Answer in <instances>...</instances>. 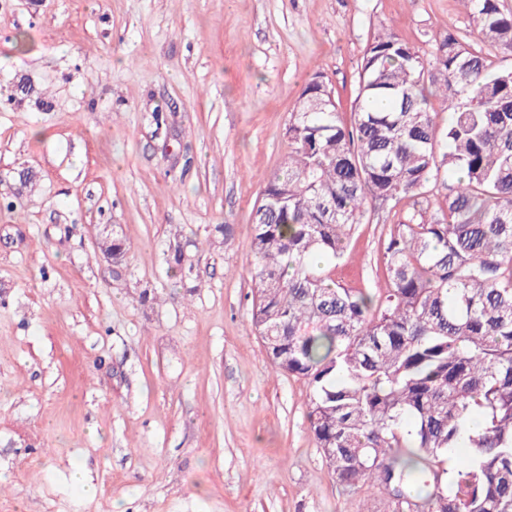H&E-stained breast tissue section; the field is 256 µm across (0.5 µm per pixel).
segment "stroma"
<instances>
[{
  "label": "stroma",
  "mask_w": 512,
  "mask_h": 512,
  "mask_svg": "<svg viewBox=\"0 0 512 512\" xmlns=\"http://www.w3.org/2000/svg\"><path fill=\"white\" fill-rule=\"evenodd\" d=\"M383 26L477 39L460 0H0V512H379L251 327L250 241L304 86L350 114ZM396 221L338 282L384 287Z\"/></svg>",
  "instance_id": "1"
}]
</instances>
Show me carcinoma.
<instances>
[{
	"mask_svg": "<svg viewBox=\"0 0 512 512\" xmlns=\"http://www.w3.org/2000/svg\"><path fill=\"white\" fill-rule=\"evenodd\" d=\"M461 2L512 56V10ZM285 135L253 208L251 324L271 364L309 385L333 479L383 512H512V68L453 32L425 55L386 29L360 58L350 124L317 71ZM433 181L446 209L392 225L386 287L336 282L368 208L425 199Z\"/></svg>",
	"mask_w": 512,
	"mask_h": 512,
	"instance_id": "1",
	"label": "carcinoma"
}]
</instances>
